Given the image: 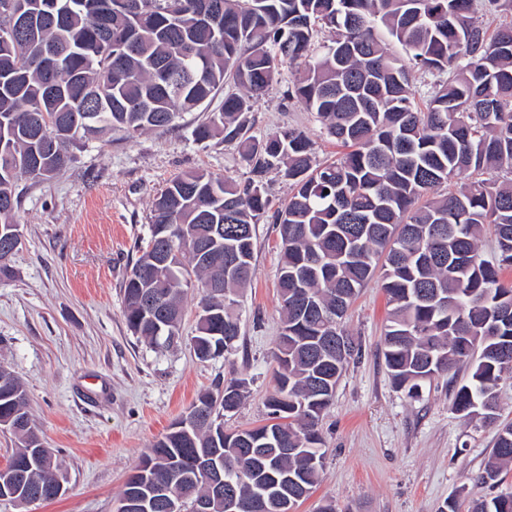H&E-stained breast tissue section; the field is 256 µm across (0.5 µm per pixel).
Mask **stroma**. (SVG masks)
Masks as SVG:
<instances>
[{
    "instance_id": "35a3bbf8",
    "label": "stroma",
    "mask_w": 512,
    "mask_h": 512,
    "mask_svg": "<svg viewBox=\"0 0 512 512\" xmlns=\"http://www.w3.org/2000/svg\"><path fill=\"white\" fill-rule=\"evenodd\" d=\"M294 79L281 75L243 118L260 140L283 127L309 133L319 160L343 149L313 113L289 100ZM224 100L183 113L173 128L130 135L115 131L74 150L66 168L36 183L19 178L15 219L23 242L0 280V363L23 383L32 424L61 464L65 494L0 512H116L124 483L141 456L201 391L240 377L247 392L224 418L228 429L265 423L274 388L279 244L271 217L255 226L254 275L239 297L242 335L231 354L203 361L189 343L200 295L189 290L181 341L159 351L128 330L123 283L149 239L152 202L174 176L206 170L241 182L250 167L237 143L202 145L193 129ZM385 296L369 282L345 328L358 352L343 372L320 428L322 478L298 512H442L456 501L468 512L493 446L494 429L454 412L444 380L417 397L397 389L383 359Z\"/></svg>"
}]
</instances>
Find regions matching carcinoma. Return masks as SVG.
Returning a JSON list of instances; mask_svg holds the SVG:
<instances>
[{"instance_id":"1","label":"carcinoma","mask_w":512,"mask_h":512,"mask_svg":"<svg viewBox=\"0 0 512 512\" xmlns=\"http://www.w3.org/2000/svg\"><path fill=\"white\" fill-rule=\"evenodd\" d=\"M32 18L18 39L0 35V240L14 223L20 177L43 180L71 161L70 149L121 130L167 128L226 84L220 109L195 129L201 143L236 141L251 169L241 184L203 170L169 180L152 206L150 238L138 249L123 288L132 335L162 350L182 336L188 289L201 290L191 346L201 360L235 350L241 335L239 290L252 276L255 224L270 208L264 179L291 181L275 220L280 238L272 424L224 429L246 380L231 378L199 394L183 421L157 438L128 477L120 499L163 481L184 512L210 500L206 468L223 467L241 501L270 476L288 478L296 507L321 479L326 449L319 428L355 350L342 320L362 288L381 272L389 316L384 361L393 384L414 397L421 382L459 368L453 408L495 429L479 477L488 492L471 512H512L501 491L512 467V422L500 420L499 385L512 370V21L490 28L489 6L512 13V0H221L216 24L202 0H140L136 12L102 14L89 0H14ZM328 29L331 43L315 45ZM395 41L405 56L389 51ZM52 59L59 88L47 93L42 61ZM434 81L418 103L409 66ZM297 72L288 98L313 112L326 133L351 148L337 162L315 160L306 132L280 129L260 142L243 113L281 75ZM472 180L446 194L452 178ZM329 193H324V190ZM495 253L484 258L485 230ZM168 236L172 253L154 263L151 242ZM166 294L158 310L141 294ZM344 340L346 356L323 347ZM20 423L11 457L17 482L41 501L57 499V462L35 457L22 382L0 364V419Z\"/></svg>"}]
</instances>
